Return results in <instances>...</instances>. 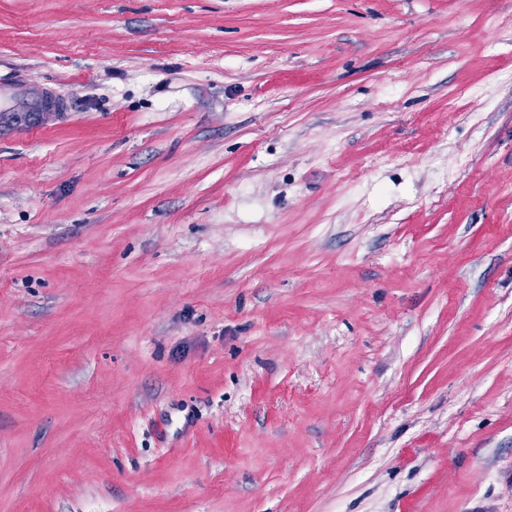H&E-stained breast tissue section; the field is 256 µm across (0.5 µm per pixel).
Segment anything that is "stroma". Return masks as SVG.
Wrapping results in <instances>:
<instances>
[{
	"label": "stroma",
	"mask_w": 512,
	"mask_h": 512,
	"mask_svg": "<svg viewBox=\"0 0 512 512\" xmlns=\"http://www.w3.org/2000/svg\"><path fill=\"white\" fill-rule=\"evenodd\" d=\"M0 512H512V0H0ZM27 103V98L22 91V85L1 86L0 108L2 115L15 114L8 112H29Z\"/></svg>",
	"instance_id": "1"
}]
</instances>
